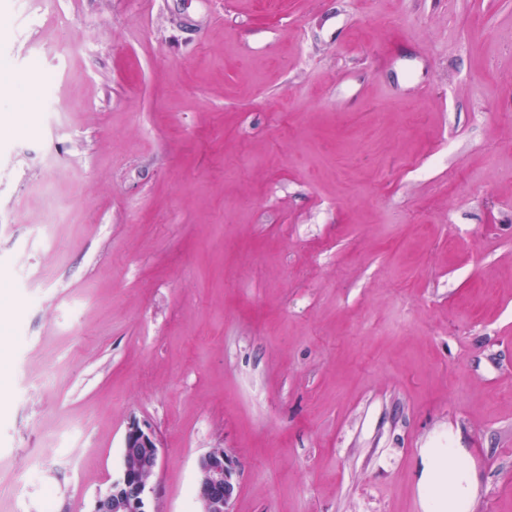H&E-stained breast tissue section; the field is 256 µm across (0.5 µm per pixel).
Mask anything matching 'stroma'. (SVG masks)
<instances>
[{
	"label": "stroma",
	"mask_w": 512,
	"mask_h": 512,
	"mask_svg": "<svg viewBox=\"0 0 512 512\" xmlns=\"http://www.w3.org/2000/svg\"><path fill=\"white\" fill-rule=\"evenodd\" d=\"M512 512V0H0V512ZM159 448L154 431L138 421L130 422L123 439L121 471L97 497L91 512H152L148 495L159 466ZM131 458L137 465H131ZM196 480L200 512H233L240 489V471L228 450L212 448L200 457ZM419 492L429 512H469L476 478L462 448H424ZM428 491V496L424 493Z\"/></svg>",
	"instance_id": "obj_1"
}]
</instances>
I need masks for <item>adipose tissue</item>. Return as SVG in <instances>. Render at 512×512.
<instances>
[{"label": "adipose tissue", "mask_w": 512, "mask_h": 512, "mask_svg": "<svg viewBox=\"0 0 512 512\" xmlns=\"http://www.w3.org/2000/svg\"><path fill=\"white\" fill-rule=\"evenodd\" d=\"M421 463L419 490L425 512H469L476 478L464 449L426 448Z\"/></svg>", "instance_id": "1"}]
</instances>
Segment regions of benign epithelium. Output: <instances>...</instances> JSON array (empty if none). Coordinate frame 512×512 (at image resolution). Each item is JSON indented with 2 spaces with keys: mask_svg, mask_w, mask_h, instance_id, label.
<instances>
[{
  "mask_svg": "<svg viewBox=\"0 0 512 512\" xmlns=\"http://www.w3.org/2000/svg\"><path fill=\"white\" fill-rule=\"evenodd\" d=\"M158 466L155 432L137 421L130 422L123 439L121 471L97 497L92 512H152L149 493ZM196 480L200 512H233L240 471L228 450L213 448L200 457Z\"/></svg>",
  "mask_w": 512,
  "mask_h": 512,
  "instance_id": "7a95c632",
  "label": "benign epithelium"
}]
</instances>
